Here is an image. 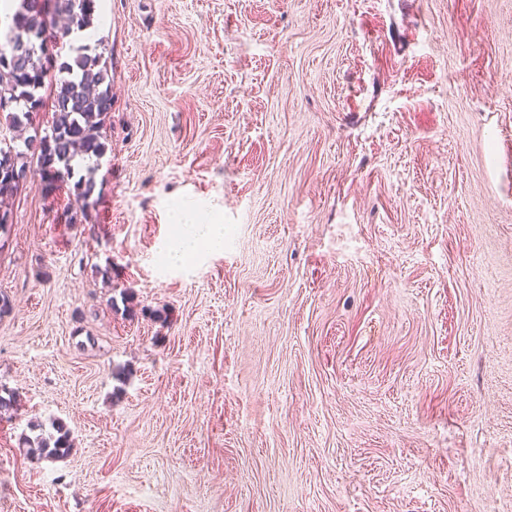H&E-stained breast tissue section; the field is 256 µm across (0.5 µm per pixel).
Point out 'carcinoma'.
<instances>
[{
  "label": "carcinoma",
  "instance_id": "obj_1",
  "mask_svg": "<svg viewBox=\"0 0 512 512\" xmlns=\"http://www.w3.org/2000/svg\"><path fill=\"white\" fill-rule=\"evenodd\" d=\"M94 12V0H20L9 31L15 42L39 48L18 59L0 47V91L16 100L0 108L9 127L26 128L34 114L51 111L47 131L25 138L22 149L0 150V198L17 195L34 166L47 195L73 182L70 224L88 220L97 203L93 173L108 150L104 123L112 112V76L104 52L70 40L93 25ZM52 428L33 440L31 451L42 458L63 457L71 448L67 425L55 421Z\"/></svg>",
  "mask_w": 512,
  "mask_h": 512
}]
</instances>
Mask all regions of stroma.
<instances>
[{"label": "stroma", "mask_w": 512, "mask_h": 512, "mask_svg": "<svg viewBox=\"0 0 512 512\" xmlns=\"http://www.w3.org/2000/svg\"><path fill=\"white\" fill-rule=\"evenodd\" d=\"M96 4L98 203L0 238V512H512V0ZM175 224H185V235L168 249L172 263L183 261L186 255L196 253L201 244L220 246L224 241L223 225L206 223L198 214L178 210L174 214ZM54 433H49L47 436L41 434L36 436L32 441L28 440L29 448L33 453H37L41 458L54 459L60 458L69 452L71 448L69 440V429L62 421H55L52 423Z\"/></svg>", "instance_id": "stroma-1"}]
</instances>
